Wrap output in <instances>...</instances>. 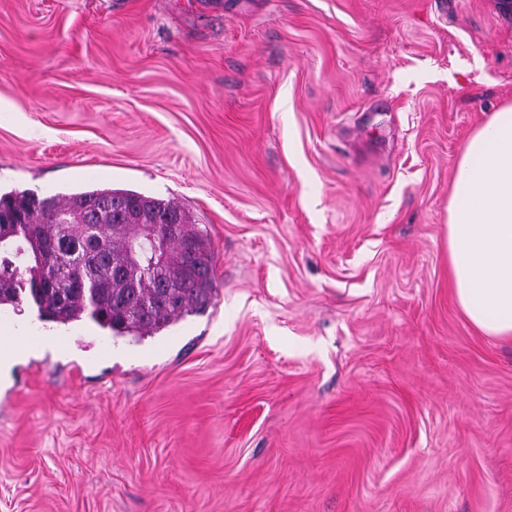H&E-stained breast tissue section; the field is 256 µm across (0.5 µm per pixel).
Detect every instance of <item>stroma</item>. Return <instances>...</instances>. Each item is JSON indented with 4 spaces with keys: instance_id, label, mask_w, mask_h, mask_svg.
Listing matches in <instances>:
<instances>
[{
    "instance_id": "obj_1",
    "label": "stroma",
    "mask_w": 512,
    "mask_h": 512,
    "mask_svg": "<svg viewBox=\"0 0 512 512\" xmlns=\"http://www.w3.org/2000/svg\"><path fill=\"white\" fill-rule=\"evenodd\" d=\"M501 0H0V193L127 188L212 240L205 313L11 370L0 512H512V344L448 280Z\"/></svg>"
}]
</instances>
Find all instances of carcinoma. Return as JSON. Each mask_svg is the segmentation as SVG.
Returning a JSON list of instances; mask_svg holds the SVG:
<instances>
[{
    "mask_svg": "<svg viewBox=\"0 0 512 512\" xmlns=\"http://www.w3.org/2000/svg\"><path fill=\"white\" fill-rule=\"evenodd\" d=\"M179 225L168 241L176 261L128 266V252L144 236L141 225ZM0 307L28 298L39 318L67 325L90 319L115 336L142 340L184 317L204 312L215 297V251L206 232L176 201L123 188H96L39 198L27 192L0 195ZM56 271L45 287L36 282L27 237Z\"/></svg>",
    "mask_w": 512,
    "mask_h": 512,
    "instance_id": "carcinoma-1",
    "label": "carcinoma"
}]
</instances>
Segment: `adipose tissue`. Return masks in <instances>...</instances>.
<instances>
[{
  "mask_svg": "<svg viewBox=\"0 0 512 512\" xmlns=\"http://www.w3.org/2000/svg\"><path fill=\"white\" fill-rule=\"evenodd\" d=\"M454 299L482 334L512 340V104L470 134L448 199Z\"/></svg>",
  "mask_w": 512,
  "mask_h": 512,
  "instance_id": "obj_1",
  "label": "adipose tissue"
}]
</instances>
